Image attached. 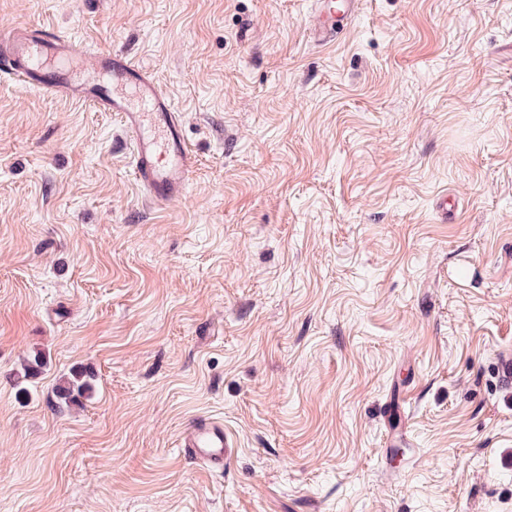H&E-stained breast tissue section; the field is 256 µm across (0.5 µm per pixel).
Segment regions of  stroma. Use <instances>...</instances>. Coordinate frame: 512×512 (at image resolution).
Wrapping results in <instances>:
<instances>
[{"mask_svg": "<svg viewBox=\"0 0 512 512\" xmlns=\"http://www.w3.org/2000/svg\"><path fill=\"white\" fill-rule=\"evenodd\" d=\"M28 22L135 57L198 165L147 204L112 113L0 76V512H512V0H360L325 47L310 0H0ZM84 377V373L81 372L64 380L55 390L56 398L66 405L76 403L78 397L83 394L87 387V383L83 380ZM382 418L388 432L384 438L383 448H379L381 468L386 479H394L399 475L401 466L415 457L416 448H411L408 458L401 454L400 456L394 457L396 448L393 447L395 444L393 434L399 430L402 437L403 431V419L400 413L399 399L396 403L394 402L391 405L386 404ZM180 448L209 470H224L237 444L220 419L201 415L194 418L181 434Z\"/></svg>", "mask_w": 512, "mask_h": 512, "instance_id": "35a3bbf8", "label": "stroma"}]
</instances>
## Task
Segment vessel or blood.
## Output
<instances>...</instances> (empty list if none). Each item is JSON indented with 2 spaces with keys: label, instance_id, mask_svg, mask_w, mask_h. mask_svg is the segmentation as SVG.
I'll return each instance as SVG.
<instances>
[{
  "label": "vessel or blood",
  "instance_id": "b4317fda",
  "mask_svg": "<svg viewBox=\"0 0 512 512\" xmlns=\"http://www.w3.org/2000/svg\"><path fill=\"white\" fill-rule=\"evenodd\" d=\"M359 0H315L309 38L318 45L335 42L358 10ZM85 46L42 24L0 31V72L27 87L60 95L120 121L133 147V178L154 204L167 205L185 194L195 156L184 135V119L171 97L147 69L123 51H101L94 65L84 63ZM388 429L379 450L382 473L394 479L407 458L396 455L394 434L402 429L398 404L385 406ZM187 456L211 470L231 461L236 442L222 420L201 415L181 434Z\"/></svg>",
  "mask_w": 512,
  "mask_h": 512
}]
</instances>
